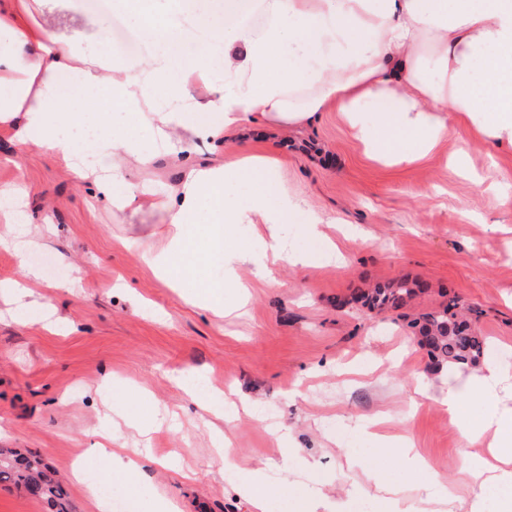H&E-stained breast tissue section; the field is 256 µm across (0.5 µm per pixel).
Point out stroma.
Segmentation results:
<instances>
[{
    "mask_svg": "<svg viewBox=\"0 0 512 512\" xmlns=\"http://www.w3.org/2000/svg\"><path fill=\"white\" fill-rule=\"evenodd\" d=\"M249 143L276 150L285 186L330 218L325 232L343 260H280L270 280L241 267L246 313L220 317L187 302L144 260L167 241L163 203L182 179L178 157L149 141V161L126 163L129 187L145 190L150 203L120 218L55 151L22 146L0 125V190L23 187L31 237L20 256L0 247V281L37 269L42 284L31 301L62 319L49 331L0 301V446L38 451L66 478L74 512H95L70 479L81 460L103 494L128 497L136 512H153L159 495L181 512H249L234 488L256 468L266 473L268 512H296V489L314 478L326 481L338 512H385L364 480L371 469L420 512L431 471L456 479L463 450L480 446L418 395L422 386L440 392L444 379L407 319L368 311L353 297L408 277L428 286L414 302L425 312L448 288L479 310L477 331L497 361L512 365V207L499 204L512 196V153L460 129L428 157L387 168L367 157L339 113L321 112L297 129L227 132L216 154L195 143L193 159L202 167L218 154L232 160ZM462 149L467 171L458 174L448 160ZM176 372L207 375L258 403L263 421L242 414L224 427L239 467L220 459ZM149 404L176 413L175 422L152 439L129 433L122 442L152 448L157 463L116 473L91 455L112 430L113 408ZM375 421L389 444L364 435ZM398 440L425 467L409 465Z\"/></svg>",
    "mask_w": 512,
    "mask_h": 512,
    "instance_id": "35a3bbf8",
    "label": "stroma"
}]
</instances>
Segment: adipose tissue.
Wrapping results in <instances>:
<instances>
[{"label": "adipose tissue", "instance_id": "obj_1", "mask_svg": "<svg viewBox=\"0 0 512 512\" xmlns=\"http://www.w3.org/2000/svg\"><path fill=\"white\" fill-rule=\"evenodd\" d=\"M47 22L28 24L0 12V124L22 145L54 150L79 178L93 179L104 202L136 213L134 194H121L123 163L140 159L142 131L163 130L171 154L197 140L213 141L244 123L289 128L309 124L335 106L366 151L387 166L409 165L432 152L453 129L512 149V0H194L188 8L167 6V19L141 25L154 52L113 63L107 32L86 39L63 33L58 0H34ZM261 22H254L253 14ZM76 76L81 96L67 104L56 77ZM208 90L199 102V90ZM126 115L121 135L110 128L114 111ZM83 129L86 145L50 138L52 124ZM112 155L110 174L97 171L100 156ZM171 225L164 249L147 262L172 287L210 309L224 306V285L243 265L269 278L270 260L310 265L312 252L289 247L285 218L300 220L318 249L335 251L325 219L284 187L279 160L248 153L209 168H192L171 190ZM234 224L264 229L252 244L235 239ZM219 259L224 278H197L196 270ZM440 404L464 433L490 435L487 455L465 454L471 480L468 512H483L485 485L512 496V410L499 406L512 387V369L483 363L462 381L448 376ZM478 398L484 417L471 427L460 402ZM158 408L122 413L99 448L118 472L140 469L143 449L118 445L129 430L145 435L170 425Z\"/></svg>", "mask_w": 512, "mask_h": 512}]
</instances>
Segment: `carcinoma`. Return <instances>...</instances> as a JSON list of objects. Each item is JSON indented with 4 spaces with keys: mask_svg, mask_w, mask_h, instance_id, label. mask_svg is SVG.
<instances>
[{
    "mask_svg": "<svg viewBox=\"0 0 512 512\" xmlns=\"http://www.w3.org/2000/svg\"><path fill=\"white\" fill-rule=\"evenodd\" d=\"M423 293L416 280L400 279L377 284L359 293L370 311L385 312L407 308ZM480 311L464 307L456 294H448V303L418 315L420 343L428 348L438 364L476 366L488 346L486 337L475 329L473 318ZM24 488L42 501L49 512H71L69 493L56 472L49 469L35 452L0 448V484Z\"/></svg>",
    "mask_w": 512,
    "mask_h": 512,
    "instance_id": "obj_1",
    "label": "carcinoma"
}]
</instances>
